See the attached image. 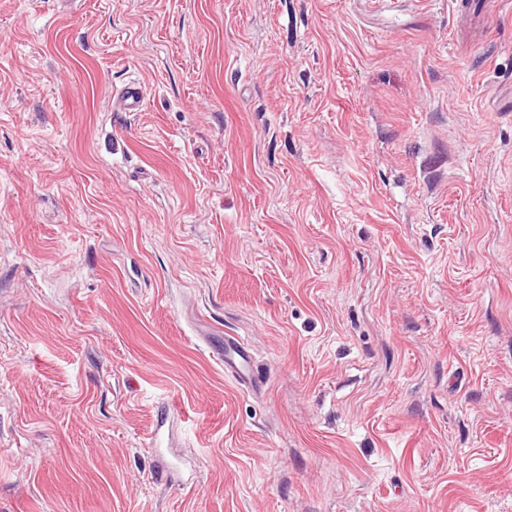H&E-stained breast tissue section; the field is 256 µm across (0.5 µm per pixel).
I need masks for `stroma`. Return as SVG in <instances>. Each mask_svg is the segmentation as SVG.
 <instances>
[{
  "label": "stroma",
  "instance_id": "35a3bbf8",
  "mask_svg": "<svg viewBox=\"0 0 512 512\" xmlns=\"http://www.w3.org/2000/svg\"><path fill=\"white\" fill-rule=\"evenodd\" d=\"M454 2L0 0V512H512V0ZM146 92L141 83L125 85L116 92L112 99L113 111L116 112H141L144 107ZM224 362V374L240 386H253L256 376L253 372L252 358L244 342L236 336H225L224 351L218 353Z\"/></svg>",
  "mask_w": 512,
  "mask_h": 512
}]
</instances>
